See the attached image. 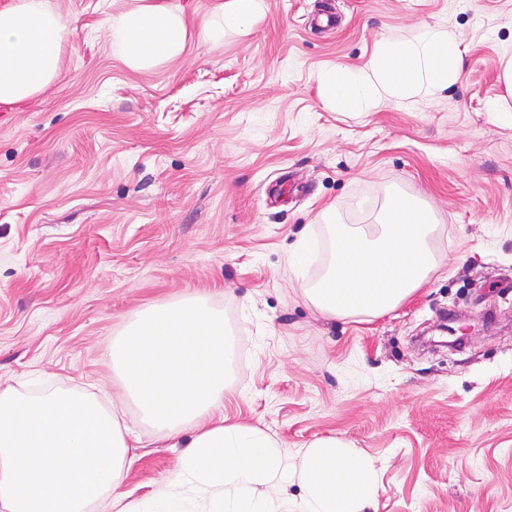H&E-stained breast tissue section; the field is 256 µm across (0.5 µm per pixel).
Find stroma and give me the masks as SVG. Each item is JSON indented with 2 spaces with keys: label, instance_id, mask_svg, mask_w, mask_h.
Listing matches in <instances>:
<instances>
[{
  "label": "stroma",
  "instance_id": "stroma-1",
  "mask_svg": "<svg viewBox=\"0 0 512 512\" xmlns=\"http://www.w3.org/2000/svg\"><path fill=\"white\" fill-rule=\"evenodd\" d=\"M178 2L185 51L140 71L107 35L133 0H48L58 74L0 105V389L99 399L138 438L125 487L147 498L182 451L141 421L110 347L142 311L202 298L226 359L207 421L261 429L288 469L265 512H303L301 453L330 437L374 463L364 512H512V126L487 110L512 108V0H266L208 40L222 0ZM426 26L458 39L454 84L328 106L321 70ZM395 192L436 213L441 266L383 315L324 317L301 287L329 267L331 220L375 223ZM302 238L320 254L298 275ZM444 321L462 345L419 346Z\"/></svg>",
  "mask_w": 512,
  "mask_h": 512
}]
</instances>
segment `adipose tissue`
Instances as JSON below:
<instances>
[{
    "mask_svg": "<svg viewBox=\"0 0 512 512\" xmlns=\"http://www.w3.org/2000/svg\"><path fill=\"white\" fill-rule=\"evenodd\" d=\"M112 52L135 70L178 57L187 40L181 6L140 0L114 16ZM64 30L48 0H17L0 16V103L15 104L55 78ZM461 52L454 36L426 28L411 40H385L365 67H333L319 83L325 101L365 111L382 97L426 96L456 82ZM112 369L135 398L142 421L186 443L170 487L143 512H261L287 469L265 432L239 425L206 428L209 408L224 398V319L201 301L144 311L110 350ZM132 444L127 427L93 399L68 391L28 398L0 390V506L6 512H89L120 504ZM372 461L343 442L306 448L300 479L304 512H358L375 491Z\"/></svg>",
    "mask_w": 512,
    "mask_h": 512,
    "instance_id": "1",
    "label": "adipose tissue"
}]
</instances>
